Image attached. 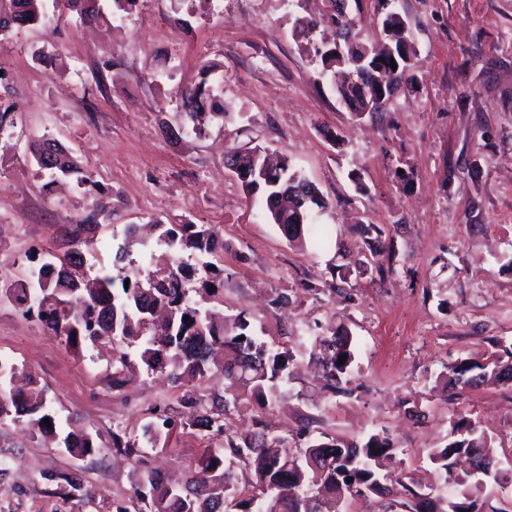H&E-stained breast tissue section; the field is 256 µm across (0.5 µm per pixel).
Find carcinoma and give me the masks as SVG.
Returning <instances> with one entry per match:
<instances>
[{"instance_id":"1","label":"carcinoma","mask_w":512,"mask_h":512,"mask_svg":"<svg viewBox=\"0 0 512 512\" xmlns=\"http://www.w3.org/2000/svg\"><path fill=\"white\" fill-rule=\"evenodd\" d=\"M66 2L68 9L78 11L88 23L104 16L101 0ZM42 10L43 0H0V36L8 34L16 23L38 22ZM322 60L328 68L323 77L332 81L336 72H342L341 81L335 83L338 98L356 115H362L375 88L367 85L358 96H348L357 79L353 65L336 69V57L328 51ZM364 65L373 66L385 84L394 74L391 58L381 45L372 48ZM181 107V122L192 126L196 134L202 133L195 122L204 116L203 109L224 117L213 100L212 88L204 82L181 90ZM250 152L256 164L237 175L243 189L265 200L269 220L288 242L303 244L306 234L315 233L316 219L311 211L312 206L319 205L317 187L288 159L269 166L261 148L253 147ZM28 159L53 180L67 177L79 184L90 182L79 158L53 139L32 141ZM111 214L109 195H92L89 215L72 231L73 249L31 268L27 280L0 283V299L24 306L25 315L35 317L70 349L112 344L114 388L132 374L168 372L174 383L185 388L180 401L184 411L153 406L152 419L139 434L123 428L112 430L106 437L72 431L63 438L64 450L85 459L103 448H112L141 463L147 449H164L175 430L198 432L207 448L190 478L180 481L142 469L133 492L141 503L140 512H345L348 501L381 493L397 453L385 434H374L361 444L324 435L314 437L309 430L312 418L303 424L305 439L301 441L272 434L263 418L256 422L254 431L240 435L230 431L226 415L240 397L250 394L263 407L273 403L268 393L288 384L292 354L257 336L243 314L203 311L187 299L185 285L189 281L195 278L201 287L215 292L224 274V268L210 261L223 251V245L203 224L155 222L166 250L151 254L144 275L120 267L137 244L133 225L113 256L112 267L120 271L119 275H112L103 265L97 269L88 263L81 247H90L91 241L84 234L98 228V217ZM185 252L206 261L198 266L183 263L177 255ZM123 345L135 347V355L118 350ZM314 347L321 355L324 387L333 394L346 392L341 384L354 361L353 336L346 330L334 331L330 336L316 337ZM341 357L345 358L343 364L339 363ZM17 370L16 363L0 361V421L23 424L34 438H58V419L44 387L34 379L26 390L9 386L8 380ZM213 372L224 376V392L200 393V384ZM489 378L512 382L509 348L492 352L483 364L459 361L448 384L475 386ZM46 418L49 427L43 423ZM452 434L453 440L433 451L430 460L462 490L448 498L435 492L420 493L413 489L409 477L398 473L392 482L400 487L399 496L405 499L401 506L408 512H484L485 501L479 497L484 484L508 481L490 441L474 423L461 416ZM239 467L252 472V491L246 497L239 492ZM349 477L353 481H347ZM43 479L66 501L88 504L94 498L76 474L46 472Z\"/></svg>"}]
</instances>
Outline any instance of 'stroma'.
Masks as SVG:
<instances>
[{
	"instance_id": "1",
	"label": "stroma",
	"mask_w": 512,
	"mask_h": 512,
	"mask_svg": "<svg viewBox=\"0 0 512 512\" xmlns=\"http://www.w3.org/2000/svg\"><path fill=\"white\" fill-rule=\"evenodd\" d=\"M112 24L94 27L44 0L45 18L0 38V279H27L32 260L71 248L85 189L46 184L27 160L47 137L79 157L112 198L95 256L108 266L128 225L190 221L224 240L219 309L244 314L253 331L287 348L294 374L271 410L255 398L231 409V430L265 416L296 436L305 417L317 434L365 441L384 432L395 470L416 489L455 484L429 458L458 416L493 440L512 470V386L449 388V370L485 362L494 340L512 342V0H397L416 55L413 89L384 111L355 117L320 77L311 47L331 25L305 34L329 0H137L103 4ZM217 63L222 73L204 76ZM208 81L224 111L203 134L168 136L180 124L178 92ZM263 146L288 157L319 188L326 240L290 245L261 198L225 166L235 149ZM379 225L394 256L372 257L359 229ZM348 330L355 341L350 394L327 392L312 342ZM47 391L61 431L139 429L151 407L178 405L182 388L139 376L113 387L111 346L65 348L19 307L0 300V357ZM204 444L174 433L146 464L190 474ZM10 459L0 512H137L132 459L106 449L77 459L0 421ZM48 471L80 472L94 500L80 508L44 484Z\"/></svg>"
}]
</instances>
